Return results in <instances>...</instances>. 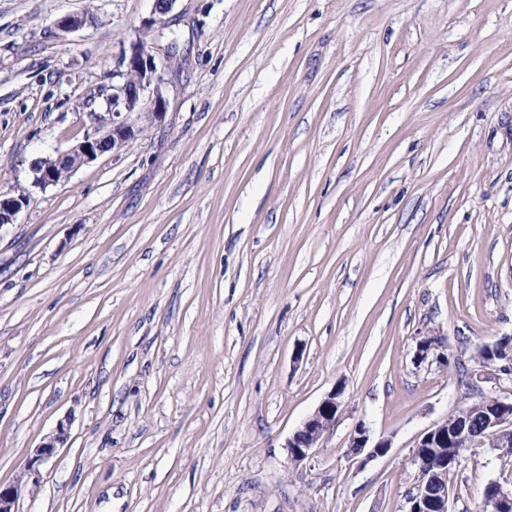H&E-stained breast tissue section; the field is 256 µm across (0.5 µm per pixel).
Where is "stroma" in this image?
<instances>
[{"label": "stroma", "instance_id": "1", "mask_svg": "<svg viewBox=\"0 0 512 512\" xmlns=\"http://www.w3.org/2000/svg\"><path fill=\"white\" fill-rule=\"evenodd\" d=\"M0 0V483L19 512H406L411 450L512 336V0ZM88 24L61 32L57 21ZM169 106L46 189L131 42ZM443 338L450 366L414 365ZM302 465L283 445L335 384ZM391 438L360 468L354 423ZM512 460L466 452L452 512ZM26 193L18 195L0 194V224H11L16 215L27 205ZM444 347L443 340L440 336H419L416 338V346L414 352V364L419 365L430 356H434L435 360L443 365L448 366V355L439 349ZM438 351V352H437ZM69 437L67 426L59 424L56 429L46 434L40 443L33 448L32 454L20 476L13 484L2 485L0 483V512H17L16 503L28 478L32 475L33 482L39 478L40 467L48 464L63 448ZM37 481V480H36Z\"/></svg>", "mask_w": 512, "mask_h": 512}]
</instances>
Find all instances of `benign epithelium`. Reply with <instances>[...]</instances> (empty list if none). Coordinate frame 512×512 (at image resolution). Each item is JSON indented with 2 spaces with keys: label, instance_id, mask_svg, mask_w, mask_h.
I'll return each mask as SVG.
<instances>
[{
  "label": "benign epithelium",
  "instance_id": "benign-epithelium-1",
  "mask_svg": "<svg viewBox=\"0 0 512 512\" xmlns=\"http://www.w3.org/2000/svg\"><path fill=\"white\" fill-rule=\"evenodd\" d=\"M182 53L180 43L171 39L157 54L154 47L136 41L129 51L118 58L112 70V84L101 89L105 116L97 115L101 123L94 133L53 158L32 163L33 185L41 189L68 178L82 165L100 156L122 148L135 139L140 128L132 115L143 113L151 122L165 119L168 109V72L171 62ZM28 196L0 194V224H11L27 205ZM443 340L439 336L416 338L414 364L419 365L433 356L448 365V355L441 352ZM475 359L479 369L470 373V385L499 380L512 372V336L477 349ZM347 409L345 386L335 385L318 407L288 437L283 445L287 461L300 465L322 447L323 441ZM68 429L60 424L46 434L33 448L23 475L9 485L0 484V512H17L16 503L22 487L30 477L39 478L40 467L48 464L67 443ZM463 441L466 449L493 448L499 456L512 454V399L481 396L454 408L441 422L423 432L416 440L410 457L416 478L407 498V512H450L448 503L452 487L448 485V471L460 466V449L449 444ZM391 448L386 437L373 438L370 426L362 419L353 426L348 438L347 458L360 467L384 456ZM483 499L490 512H512V489L496 481L486 484Z\"/></svg>",
  "mask_w": 512,
  "mask_h": 512
}]
</instances>
